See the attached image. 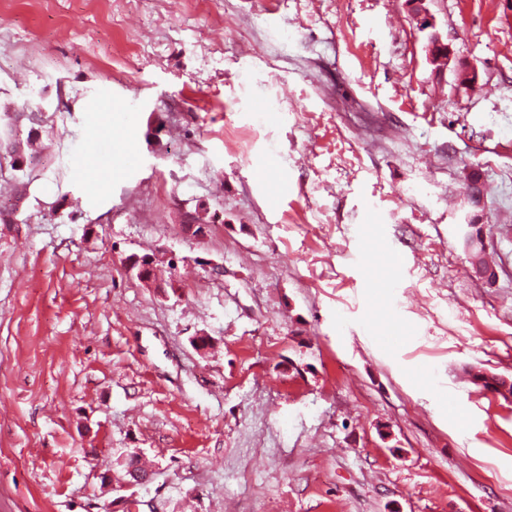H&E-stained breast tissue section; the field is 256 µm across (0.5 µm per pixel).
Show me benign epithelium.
I'll list each match as a JSON object with an SVG mask.
<instances>
[{
	"label": "benign epithelium",
	"instance_id": "1",
	"mask_svg": "<svg viewBox=\"0 0 512 512\" xmlns=\"http://www.w3.org/2000/svg\"><path fill=\"white\" fill-rule=\"evenodd\" d=\"M405 4L417 29L427 33L425 52L435 73L440 75L449 68L454 71L461 85L477 80L478 71L465 60L456 57L450 44L437 30L435 17L427 6V0H405Z\"/></svg>",
	"mask_w": 512,
	"mask_h": 512
}]
</instances>
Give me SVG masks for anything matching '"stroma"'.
Returning a JSON list of instances; mask_svg holds the SVG:
<instances>
[{"label": "stroma", "instance_id": "35a3bbf8", "mask_svg": "<svg viewBox=\"0 0 512 512\" xmlns=\"http://www.w3.org/2000/svg\"><path fill=\"white\" fill-rule=\"evenodd\" d=\"M427 5L475 87L405 0L0 9V512H512V0ZM427 0H406L407 10L420 32H427L425 52L427 60L441 75L448 67L454 71L460 85L478 79V71L468 62L457 58L450 44L436 28V20L426 5Z\"/></svg>", "mask_w": 512, "mask_h": 512}]
</instances>
